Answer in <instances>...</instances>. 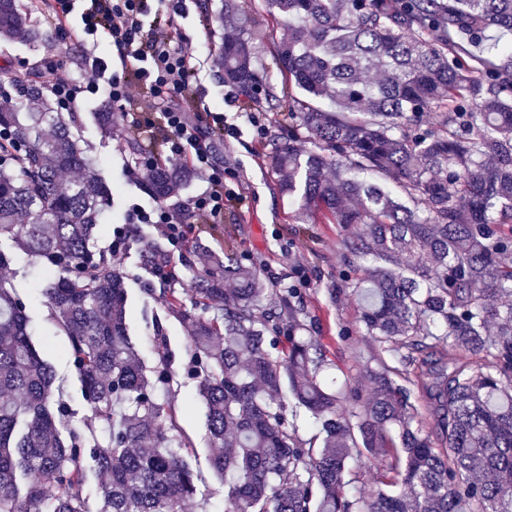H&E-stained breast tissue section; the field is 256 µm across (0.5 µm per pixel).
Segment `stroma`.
Instances as JSON below:
<instances>
[{
	"instance_id": "35a3bbf8",
	"label": "stroma",
	"mask_w": 512,
	"mask_h": 512,
	"mask_svg": "<svg viewBox=\"0 0 512 512\" xmlns=\"http://www.w3.org/2000/svg\"><path fill=\"white\" fill-rule=\"evenodd\" d=\"M29 17L45 36L43 46L18 41H0V72L8 75L37 76L50 85L56 70H66L91 89L79 99L78 134L96 170L112 192V205L100 226L97 245L108 249L120 245V264L127 288V327L140 357L149 364L158 360L154 341V322H161L172 355V380L164 399L174 407L181 434L195 450L194 465L212 491L209 508L192 502L186 512H224V490L208 464V435L205 408L199 398V381L188 376V318L197 314L192 273L186 263L196 260L199 248L228 254L242 263L259 261L260 276L269 295L293 286L300 292L307 326V336L320 349L324 363L322 376L335 380L341 391L339 408L346 413L359 411V397L368 396L370 373L388 367L395 384L403 388L418 411L425 430L438 437L434 403L417 376L415 365L402 363L398 356L382 349L366 336L359 321L353 288L362 279V271L350 268L343 256L346 241L356 233L353 224H301L294 207L280 189L283 172L276 163L273 142L287 136L285 112L272 110L265 99L245 102L233 87L222 83L215 66V53L224 43V26L215 17L222 0H185L184 14L178 19L176 34L189 38L198 48V73L193 92L199 111L223 113L236 126V138L219 145L218 158L237 175L238 200L227 203L224 216L215 224L195 225L189 241L182 248H169L176 273L171 286L182 302V314L170 313L157 287L159 280L145 273L138 260L140 242L125 237L129 211L153 206L141 180L131 171L125 144L131 135L123 124H116L112 135H104L98 113L108 112L112 103L103 91L107 75L88 71L86 55L111 58V46L87 45L81 31L68 28L57 34L42 0H24ZM247 28L262 36L258 51L270 57L281 31L276 27L264 0H246ZM51 59L53 68L32 71L42 59ZM42 275L39 263L18 255L8 268L0 270V281L13 288L26 304L30 315L31 339L57 374V384L70 407L69 419L81 423L91 411L81 396L76 373L68 359L69 340L52 322L46 300L33 283Z\"/></svg>"
}]
</instances>
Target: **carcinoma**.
Wrapping results in <instances>:
<instances>
[{"instance_id": "carcinoma-1", "label": "carcinoma", "mask_w": 512, "mask_h": 512, "mask_svg": "<svg viewBox=\"0 0 512 512\" xmlns=\"http://www.w3.org/2000/svg\"><path fill=\"white\" fill-rule=\"evenodd\" d=\"M265 3L284 30L273 53L291 120L274 144L282 192L300 221L361 226L345 253L370 282L355 289L360 322L389 351L439 355L421 373L444 447L384 368L371 371L363 411L338 412L296 289L269 308L256 266L205 257L189 372L200 378L225 512H512V304L502 301L512 296V42L490 38L512 33V0ZM238 12L224 0L232 33L216 65L251 101L272 89ZM0 36L41 39L15 0H0ZM16 85L41 110L0 105V240L42 265L39 288L69 336L92 415L66 420L26 305L0 281V512H185L210 493L175 415L154 399L172 376L168 357L148 366L139 356L124 277L97 247L109 190L75 115L54 111L39 81ZM166 168L160 160L146 177L159 201L181 186ZM65 170L83 175L65 181ZM140 258L152 274L170 264L156 243ZM285 313L275 356L269 323ZM288 397L314 418L307 440L289 430ZM383 455L400 491L349 495L350 461Z\"/></svg>"}]
</instances>
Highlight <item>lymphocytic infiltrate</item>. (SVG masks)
<instances>
[{"label": "lymphocytic infiltrate", "mask_w": 512, "mask_h": 512, "mask_svg": "<svg viewBox=\"0 0 512 512\" xmlns=\"http://www.w3.org/2000/svg\"><path fill=\"white\" fill-rule=\"evenodd\" d=\"M153 3L53 0V10L59 26H69L72 14H79L87 36L111 45V60L91 56L87 63L111 68L106 94L130 129L146 132L160 128L168 163L186 162L205 182L190 214L158 202L129 216L133 224L160 226L170 244L177 247L186 240L187 222L209 224L223 213L227 170L216 160L215 145L234 136L236 130L225 125L222 117L209 120L183 106L195 76L197 49L192 42L168 32L182 12V0H168L164 11L155 9Z\"/></svg>", "instance_id": "obj_1"}]
</instances>
